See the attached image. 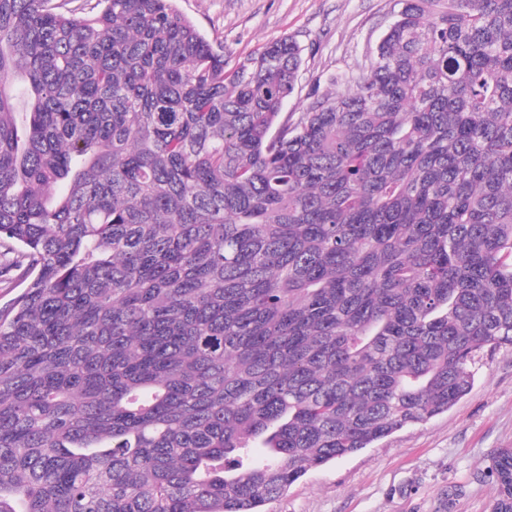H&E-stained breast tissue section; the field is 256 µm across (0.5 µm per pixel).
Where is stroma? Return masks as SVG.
<instances>
[{
    "label": "stroma",
    "instance_id": "1",
    "mask_svg": "<svg viewBox=\"0 0 512 512\" xmlns=\"http://www.w3.org/2000/svg\"><path fill=\"white\" fill-rule=\"evenodd\" d=\"M233 65L268 42L301 49L285 112L341 90L367 66L397 0H176ZM472 390L447 412L404 427L373 447L309 471L266 512H492L489 474L498 449L512 448V347L478 352Z\"/></svg>",
    "mask_w": 512,
    "mask_h": 512
}]
</instances>
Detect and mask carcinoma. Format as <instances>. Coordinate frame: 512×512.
<instances>
[{
    "label": "carcinoma",
    "mask_w": 512,
    "mask_h": 512,
    "mask_svg": "<svg viewBox=\"0 0 512 512\" xmlns=\"http://www.w3.org/2000/svg\"><path fill=\"white\" fill-rule=\"evenodd\" d=\"M398 5L294 116L288 39L0 0V512H262L512 346V0Z\"/></svg>",
    "instance_id": "obj_1"
}]
</instances>
